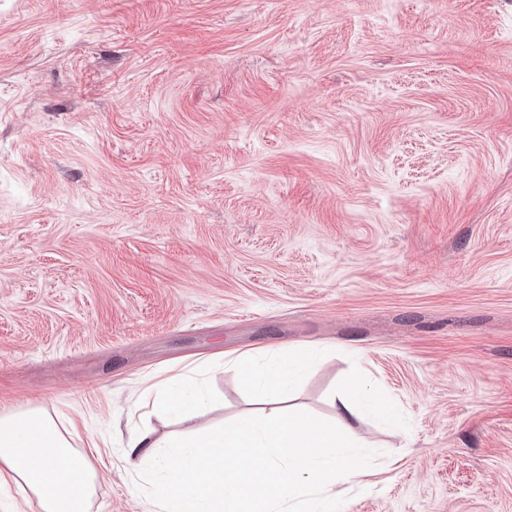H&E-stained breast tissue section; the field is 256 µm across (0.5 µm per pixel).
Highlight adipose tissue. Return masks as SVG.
Masks as SVG:
<instances>
[{"instance_id":"adipose-tissue-1","label":"adipose tissue","mask_w":512,"mask_h":512,"mask_svg":"<svg viewBox=\"0 0 512 512\" xmlns=\"http://www.w3.org/2000/svg\"><path fill=\"white\" fill-rule=\"evenodd\" d=\"M242 382L267 401L287 394L301 373L316 366L313 349H269L262 358L231 357ZM381 408L384 398L350 382L336 402V419L287 410L242 415L217 430L187 429L157 438L134 427L128 458L162 461L156 491L158 512H334L338 487L367 485L377 468L350 435L360 400ZM210 398L190 369L147 379L132 417L156 408L185 414ZM74 421L39 407L0 413V491L34 498L39 512H91L98 485L94 466L74 446Z\"/></svg>"}]
</instances>
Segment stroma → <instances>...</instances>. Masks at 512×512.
I'll use <instances>...</instances> for the list:
<instances>
[{
  "instance_id": "obj_1",
  "label": "stroma",
  "mask_w": 512,
  "mask_h": 512,
  "mask_svg": "<svg viewBox=\"0 0 512 512\" xmlns=\"http://www.w3.org/2000/svg\"><path fill=\"white\" fill-rule=\"evenodd\" d=\"M297 343L288 407L386 396L339 512H512V0H0V410L149 512L143 380Z\"/></svg>"
}]
</instances>
